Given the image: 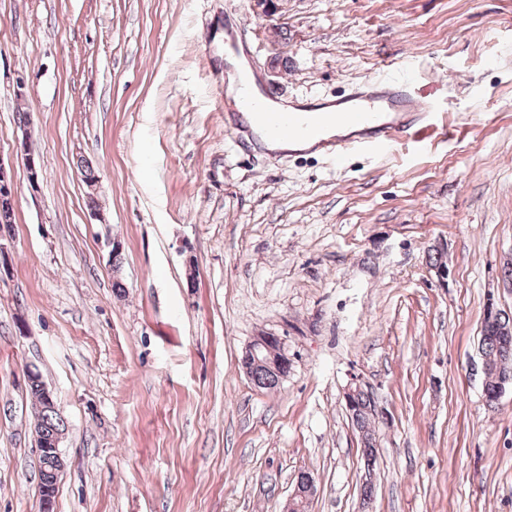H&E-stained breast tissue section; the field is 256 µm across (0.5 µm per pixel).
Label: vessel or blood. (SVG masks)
Masks as SVG:
<instances>
[{
  "mask_svg": "<svg viewBox=\"0 0 512 512\" xmlns=\"http://www.w3.org/2000/svg\"><path fill=\"white\" fill-rule=\"evenodd\" d=\"M270 99L267 93L248 94L242 97L236 109L260 116L269 137L296 135L298 128L291 113L272 109ZM332 114L337 123L354 129L353 135L321 143L325 153L341 159L360 148H387L411 137L431 111L410 94L405 83L373 79L368 90L337 99Z\"/></svg>",
  "mask_w": 512,
  "mask_h": 512,
  "instance_id": "vessel-or-blood-1",
  "label": "vessel or blood"
}]
</instances>
